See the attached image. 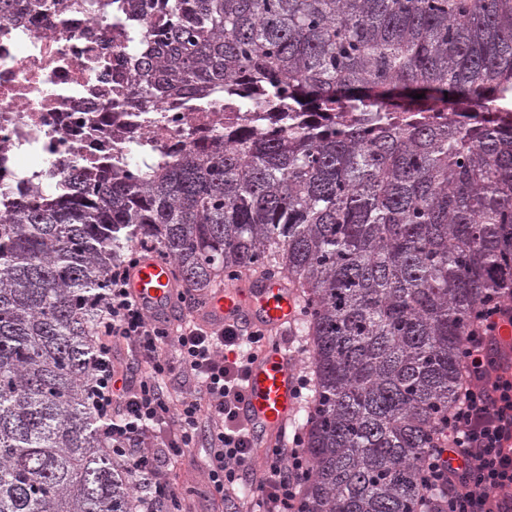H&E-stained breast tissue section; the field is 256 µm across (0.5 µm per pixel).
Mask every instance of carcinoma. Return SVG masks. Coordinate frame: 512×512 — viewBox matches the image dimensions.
<instances>
[{
	"instance_id": "carcinoma-1",
	"label": "carcinoma",
	"mask_w": 512,
	"mask_h": 512,
	"mask_svg": "<svg viewBox=\"0 0 512 512\" xmlns=\"http://www.w3.org/2000/svg\"><path fill=\"white\" fill-rule=\"evenodd\" d=\"M139 98L224 91V145L76 165L0 221V512H139L88 400L112 266L201 302L288 274L314 399L301 512H422L461 339L512 292V0H112ZM422 98L415 99L413 95Z\"/></svg>"
}]
</instances>
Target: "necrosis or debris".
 I'll return each instance as SVG.
<instances>
[{
    "label": "necrosis or debris",
    "instance_id": "1",
    "mask_svg": "<svg viewBox=\"0 0 512 512\" xmlns=\"http://www.w3.org/2000/svg\"><path fill=\"white\" fill-rule=\"evenodd\" d=\"M125 33L108 10L20 0L0 21V214L54 186L60 169L136 163L224 132V95L142 102Z\"/></svg>",
    "mask_w": 512,
    "mask_h": 512
}]
</instances>
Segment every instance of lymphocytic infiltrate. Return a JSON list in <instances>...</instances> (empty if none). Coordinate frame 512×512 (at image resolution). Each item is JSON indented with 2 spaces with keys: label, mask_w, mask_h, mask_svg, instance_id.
<instances>
[{
  "label": "lymphocytic infiltrate",
  "mask_w": 512,
  "mask_h": 512,
  "mask_svg": "<svg viewBox=\"0 0 512 512\" xmlns=\"http://www.w3.org/2000/svg\"><path fill=\"white\" fill-rule=\"evenodd\" d=\"M131 262L113 266L103 297L97 332L129 341L143 374L135 393L120 386L109 347L96 357L90 403L101 423L106 447L124 452L133 474L151 476L161 496L171 490L163 468L171 458L204 443L209 451L206 481L218 496L234 492L249 475L253 449L237 422L236 404L248 367L266 342L261 330L233 325L213 329L197 317L199 302L179 291L178 323L149 317L129 290ZM512 306L489 297L462 340L461 381L455 403L440 413L420 462L426 497L443 492L444 512H512V343L502 341ZM181 379L195 388L171 399L168 385ZM170 425L173 436L147 450L154 426ZM302 433L288 446L271 448L258 483L257 512H297L299 479L307 457Z\"/></svg>",
  "instance_id": "lymphocytic-infiltrate-1"
}]
</instances>
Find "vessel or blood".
Instances as JSON below:
<instances>
[{"instance_id":"b4317fda","label":"vessel or blood","mask_w":512,"mask_h":512,"mask_svg":"<svg viewBox=\"0 0 512 512\" xmlns=\"http://www.w3.org/2000/svg\"><path fill=\"white\" fill-rule=\"evenodd\" d=\"M129 288L148 314L168 313L176 288L171 264L150 255L140 257L130 273ZM302 300L300 289L280 273L252 278L243 285L226 282L212 289L204 303L202 313L214 326L245 322L268 337L249 366L238 404L239 419L256 448L286 441L301 406L300 362L292 343Z\"/></svg>"}]
</instances>
